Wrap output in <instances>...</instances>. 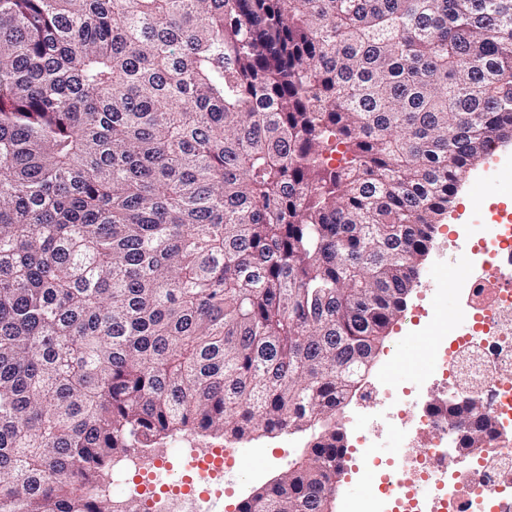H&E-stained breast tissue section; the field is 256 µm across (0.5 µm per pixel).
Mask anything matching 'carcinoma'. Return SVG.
<instances>
[{
    "mask_svg": "<svg viewBox=\"0 0 512 512\" xmlns=\"http://www.w3.org/2000/svg\"><path fill=\"white\" fill-rule=\"evenodd\" d=\"M511 137L512 0H0V512L306 431L239 512H329L338 414Z\"/></svg>",
    "mask_w": 512,
    "mask_h": 512,
    "instance_id": "carcinoma-1",
    "label": "carcinoma"
}]
</instances>
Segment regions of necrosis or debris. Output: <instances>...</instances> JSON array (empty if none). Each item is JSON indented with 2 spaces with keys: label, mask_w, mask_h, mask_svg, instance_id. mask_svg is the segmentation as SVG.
Masks as SVG:
<instances>
[{
  "label": "necrosis or debris",
  "mask_w": 512,
  "mask_h": 512,
  "mask_svg": "<svg viewBox=\"0 0 512 512\" xmlns=\"http://www.w3.org/2000/svg\"><path fill=\"white\" fill-rule=\"evenodd\" d=\"M451 247L459 320L435 357L447 386L487 397L500 436L473 453L467 469H458L447 420L430 410L413 413L410 399L381 379L359 418L404 440L394 459L379 455V439L357 433L355 472L376 477L377 491L351 512H497L512 501V224L496 225L482 246L463 236ZM424 487L430 497H422Z\"/></svg>",
  "instance_id": "obj_1"
}]
</instances>
